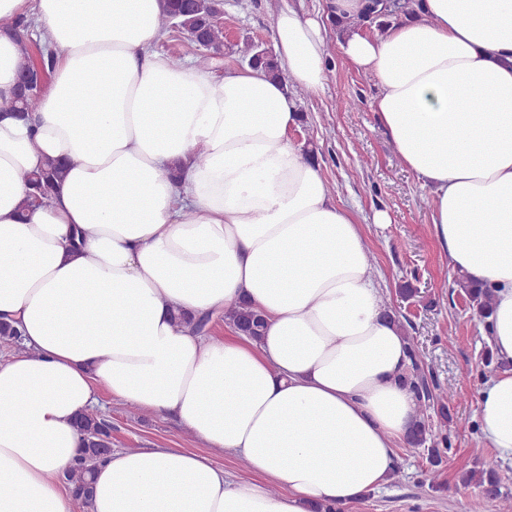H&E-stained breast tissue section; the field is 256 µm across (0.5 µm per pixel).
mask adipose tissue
I'll return each instance as SVG.
<instances>
[{
    "mask_svg": "<svg viewBox=\"0 0 512 512\" xmlns=\"http://www.w3.org/2000/svg\"><path fill=\"white\" fill-rule=\"evenodd\" d=\"M343 56L375 76L373 111L433 196L450 269L482 283L503 368L477 428L512 463V0H424ZM165 0H0V98L35 20L58 50L36 129L0 114V512H72L73 426L100 394L175 416L241 456L234 478L182 448H127L97 466L85 512H307L388 482L418 416L408 342L383 310L364 228L306 161L293 87L323 89L321 20L280 9L283 75L175 65L156 48ZM64 165L49 203L26 178ZM178 178H170L171 168ZM248 302L254 340L194 335L177 311Z\"/></svg>",
    "mask_w": 512,
    "mask_h": 512,
    "instance_id": "adipose-tissue-1",
    "label": "adipose tissue"
}]
</instances>
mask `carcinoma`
<instances>
[{
    "instance_id": "carcinoma-1",
    "label": "carcinoma",
    "mask_w": 512,
    "mask_h": 512,
    "mask_svg": "<svg viewBox=\"0 0 512 512\" xmlns=\"http://www.w3.org/2000/svg\"><path fill=\"white\" fill-rule=\"evenodd\" d=\"M422 0H364L361 12L354 16H332L329 23L341 35L349 30L376 31L380 34L390 26L391 22L401 17H411L419 14ZM223 12V0H166L161 26L173 31L185 33L195 39L199 45L197 66L209 70L213 65L224 60V29L218 25V18ZM19 44L28 58V66L20 70L14 97L0 101V111L15 113L18 119L26 120V106L34 90H44L51 76V65L54 50L46 42L30 41L20 38ZM243 58L248 65L262 69L273 77H278L281 70L272 51L259 44L247 43L242 49ZM62 171L52 161L37 174L29 179L28 200L33 203L43 202L55 192ZM453 287L470 309L483 321L491 315L492 300L487 290L460 275L453 280ZM224 316L232 324L252 339L261 337L264 320L245 302H239L227 309ZM0 343L4 345H21V332L13 324L0 322ZM408 355L410 369L404 375L405 384L413 390L420 401L418 421L413 425L409 434V445L414 448L430 442L433 447L427 449L429 463L437 467L442 463L439 445L451 449L448 442L447 425L448 412L446 407L438 409L441 426L430 428L427 409L435 407L434 396L421 371L419 350L414 344H409ZM76 427L82 437L83 447L71 467L66 470L63 479L71 486L73 497L81 503L87 502L89 476L98 460L112 452V421L89 413L81 416ZM462 482L465 485H475L491 501L500 499L506 504L508 498L502 495L499 475L491 469H469L464 472Z\"/></svg>"
}]
</instances>
